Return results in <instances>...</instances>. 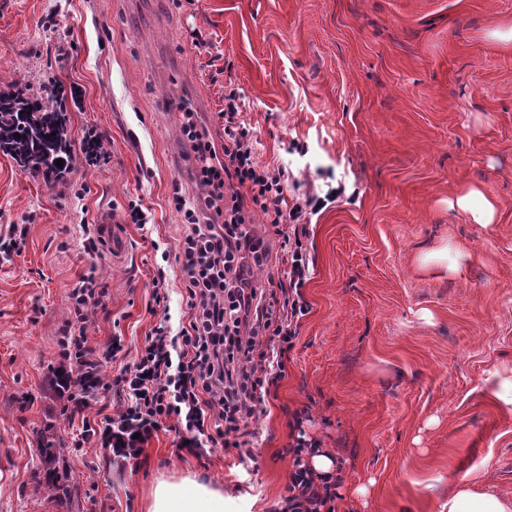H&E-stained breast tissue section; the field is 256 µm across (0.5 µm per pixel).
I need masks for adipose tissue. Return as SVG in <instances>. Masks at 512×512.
I'll return each mask as SVG.
<instances>
[{
  "instance_id": "ef3b65f1",
  "label": "adipose tissue",
  "mask_w": 512,
  "mask_h": 512,
  "mask_svg": "<svg viewBox=\"0 0 512 512\" xmlns=\"http://www.w3.org/2000/svg\"><path fill=\"white\" fill-rule=\"evenodd\" d=\"M149 512H230L222 489L185 477L158 482L151 491Z\"/></svg>"
}]
</instances>
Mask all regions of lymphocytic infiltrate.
Wrapping results in <instances>:
<instances>
[{
  "instance_id": "f902f5d3",
  "label": "lymphocytic infiltrate",
  "mask_w": 512,
  "mask_h": 512,
  "mask_svg": "<svg viewBox=\"0 0 512 512\" xmlns=\"http://www.w3.org/2000/svg\"><path fill=\"white\" fill-rule=\"evenodd\" d=\"M182 138L193 157L192 176L202 197L187 198L173 186L171 202L184 218L175 259L183 276L186 310L178 327L162 317L138 350L129 369L112 382L100 381L103 356L126 350L112 337L106 355L89 345L83 332L106 310L105 285L89 276L68 294L70 316L58 345L76 367L78 381L93 391L117 387L125 405L91 434L119 457L139 456L145 442L168 427H182L187 449L200 457L211 448H237L249 422L286 377L284 358L306 312L301 288L309 273L302 240L306 212L289 204L281 168L260 164L254 132L241 117L240 93L225 86L224 143L216 145L195 112L180 105ZM263 223L280 238L269 252L252 226ZM283 266L281 279L264 276L269 262ZM316 442L297 438L288 495L272 512H335L342 478L317 473L309 465Z\"/></svg>"
}]
</instances>
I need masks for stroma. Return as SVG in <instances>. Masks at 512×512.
Returning a JSON list of instances; mask_svg holds the SVG:
<instances>
[{"instance_id":"stroma-1","label":"stroma","mask_w":512,"mask_h":512,"mask_svg":"<svg viewBox=\"0 0 512 512\" xmlns=\"http://www.w3.org/2000/svg\"><path fill=\"white\" fill-rule=\"evenodd\" d=\"M510 28L512 0H0V92L75 86L73 141L95 132L111 154L53 185L0 153V228L26 229L0 254V512H147L152 485L187 474L269 512L296 411L341 468L338 512H442L471 487L512 501V405L491 395L512 377V44L493 37ZM228 82L258 162L287 171L289 202L313 199L307 311L244 445L197 458L170 428L124 460L83 435L122 393L65 407L68 294L108 285L85 333L122 337L109 378L157 321V273L179 321L169 197L198 189L177 106L219 133ZM468 186L498 202L493 224L457 205ZM134 197L154 216L142 230L123 220ZM87 224L105 227L94 251ZM46 435L65 443L52 467Z\"/></svg>"}]
</instances>
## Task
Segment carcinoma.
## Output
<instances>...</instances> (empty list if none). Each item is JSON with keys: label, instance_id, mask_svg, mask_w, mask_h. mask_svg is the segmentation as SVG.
I'll return each mask as SVG.
<instances>
[{"label": "carcinoma", "instance_id": "cac0c4a2", "mask_svg": "<svg viewBox=\"0 0 512 512\" xmlns=\"http://www.w3.org/2000/svg\"><path fill=\"white\" fill-rule=\"evenodd\" d=\"M0 150L32 174L53 171L61 158L73 163L67 114L36 96L0 95Z\"/></svg>", "mask_w": 512, "mask_h": 512}]
</instances>
